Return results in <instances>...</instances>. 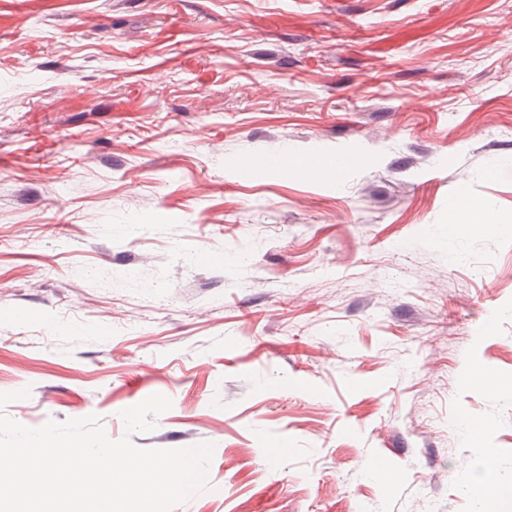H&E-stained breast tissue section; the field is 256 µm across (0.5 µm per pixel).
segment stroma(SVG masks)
I'll list each match as a JSON object with an SVG mask.
<instances>
[{
	"label": "stroma",
	"mask_w": 512,
	"mask_h": 512,
	"mask_svg": "<svg viewBox=\"0 0 512 512\" xmlns=\"http://www.w3.org/2000/svg\"><path fill=\"white\" fill-rule=\"evenodd\" d=\"M464 193L490 228L446 240ZM23 388L14 421L114 441L170 398L133 442L214 446L174 512H500L476 486H512V0H0Z\"/></svg>",
	"instance_id": "1"
}]
</instances>
